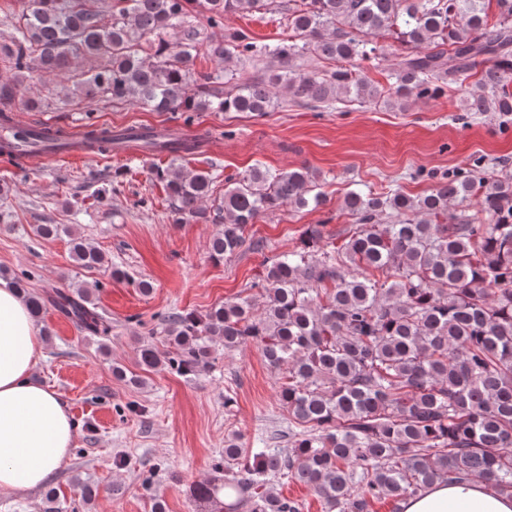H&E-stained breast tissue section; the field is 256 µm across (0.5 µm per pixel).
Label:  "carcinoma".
Wrapping results in <instances>:
<instances>
[{
  "mask_svg": "<svg viewBox=\"0 0 512 512\" xmlns=\"http://www.w3.org/2000/svg\"><path fill=\"white\" fill-rule=\"evenodd\" d=\"M496 12L489 13L490 3ZM278 11L291 35L260 44L243 30L205 45L206 28L230 14ZM229 64H267L240 80L224 67L202 73L203 47ZM333 62L319 70L314 60ZM392 60L389 86L373 68ZM0 104L41 107L36 86L70 70L72 93L153 112H253L275 109V89L313 109L382 102L402 110L421 99L464 91L467 112L512 116V0H20L8 36H0ZM476 78L470 86L466 81ZM142 152L171 157L155 167L174 223L218 224L215 262L246 242L248 225L285 206L326 202L307 166H255L225 178L214 196L208 171L175 164L200 148L150 131L118 135ZM41 143L22 131L0 141L16 164ZM477 210H471L472 204ZM344 208L357 227L336 245L308 227L292 251L264 261L249 297L214 305L202 318L168 316V349L137 347L144 372L196 375L231 352L256 346L286 373L279 401L288 412L286 449L224 441L216 477L195 482L202 512H298L266 488L271 476L311 488L325 512H370L373 500L398 504L437 481L482 477L512 496V175L489 176L481 162L441 177L425 195L351 191ZM388 213L389 224L377 223ZM72 259L105 266L86 239H70ZM52 303L94 336L110 326L90 294L55 293ZM234 493L227 504L222 493Z\"/></svg>",
  "mask_w": 512,
  "mask_h": 512,
  "instance_id": "carcinoma-1",
  "label": "carcinoma"
}]
</instances>
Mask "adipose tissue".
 Returning <instances> with one entry per match:
<instances>
[{
	"instance_id": "obj_1",
	"label": "adipose tissue",
	"mask_w": 512,
	"mask_h": 512,
	"mask_svg": "<svg viewBox=\"0 0 512 512\" xmlns=\"http://www.w3.org/2000/svg\"><path fill=\"white\" fill-rule=\"evenodd\" d=\"M44 339L27 303L0 281V494L42 488L69 460L76 438L64 397L35 379ZM404 512H512L488 482H438Z\"/></svg>"
}]
</instances>
